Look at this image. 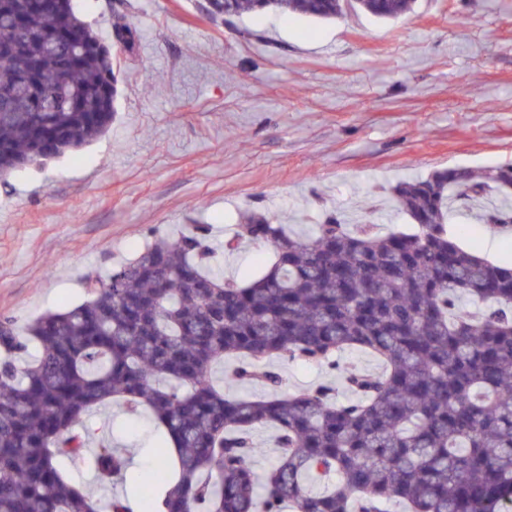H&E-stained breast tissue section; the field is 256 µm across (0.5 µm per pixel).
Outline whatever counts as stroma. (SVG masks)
Instances as JSON below:
<instances>
[{
	"instance_id": "1",
	"label": "stroma",
	"mask_w": 512,
	"mask_h": 512,
	"mask_svg": "<svg viewBox=\"0 0 512 512\" xmlns=\"http://www.w3.org/2000/svg\"><path fill=\"white\" fill-rule=\"evenodd\" d=\"M104 39L114 12L137 30L108 131L74 154L12 173L0 187V317L25 327L84 301V274L109 275L160 236L207 224L215 244L240 212L289 226L338 210L349 224L411 232L397 183L448 167L512 164V0H417L414 14L334 21L248 13L212 22L202 0H81ZM478 199L448 229L465 250L512 259ZM272 256L243 246L224 274L258 276ZM286 391L338 372L277 361ZM95 437L133 451L146 471L157 439L147 412L123 401L86 420Z\"/></svg>"
}]
</instances>
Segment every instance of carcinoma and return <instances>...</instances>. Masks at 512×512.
I'll return each mask as SVG.
<instances>
[{"label":"carcinoma","mask_w":512,"mask_h":512,"mask_svg":"<svg viewBox=\"0 0 512 512\" xmlns=\"http://www.w3.org/2000/svg\"><path fill=\"white\" fill-rule=\"evenodd\" d=\"M414 0H207L209 19L245 12L330 21L361 12L407 17ZM131 48L136 29L112 25ZM118 74L78 0H0V177L74 153L112 123ZM489 192L488 231L512 228V165L443 168L399 182L393 197L413 233L350 228L337 214L309 234L246 212L221 249L208 227L159 237L90 298L18 333L0 319V512H101L59 472L61 456L113 483L131 458L85 417L114 398L143 408L161 432L146 485L148 512H505L512 505V263L462 249L448 234L454 203ZM244 244L273 256L257 279L224 278L220 254ZM487 307L459 309L462 298ZM365 352L377 374L342 368ZM239 358L230 397L211 370ZM339 371L293 392L272 360ZM271 426L270 468L255 469V430Z\"/></svg>","instance_id":"carcinoma-1"}]
</instances>
